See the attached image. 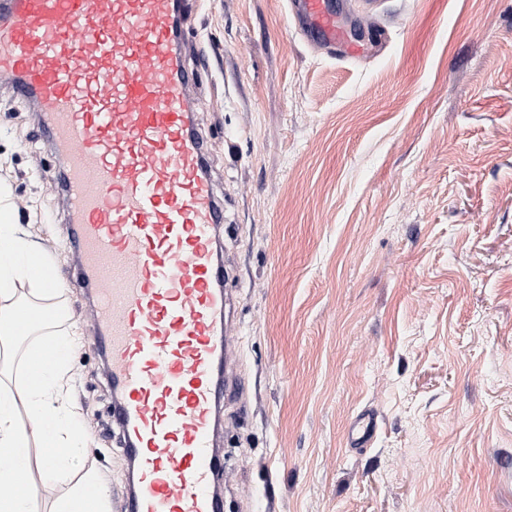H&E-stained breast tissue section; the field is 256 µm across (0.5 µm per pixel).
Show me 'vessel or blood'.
Instances as JSON below:
<instances>
[{
    "instance_id": "obj_1",
    "label": "vessel or blood",
    "mask_w": 512,
    "mask_h": 512,
    "mask_svg": "<svg viewBox=\"0 0 512 512\" xmlns=\"http://www.w3.org/2000/svg\"><path fill=\"white\" fill-rule=\"evenodd\" d=\"M182 0H0V89L30 103L63 168L53 191L110 358L132 463L119 512H222L214 484L227 319L224 202L185 63ZM296 30L359 51L334 0H289ZM377 429H350L354 447Z\"/></svg>"
}]
</instances>
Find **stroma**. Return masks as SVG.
I'll return each instance as SVG.
<instances>
[{"mask_svg":"<svg viewBox=\"0 0 512 512\" xmlns=\"http://www.w3.org/2000/svg\"><path fill=\"white\" fill-rule=\"evenodd\" d=\"M364 53L308 45L288 0H188L239 359L224 383V512H512V0H335ZM35 116L0 95V187L74 255ZM69 397L119 504L128 461L84 291ZM35 299L36 307L51 303ZM373 412L364 448L351 420Z\"/></svg>","mask_w":512,"mask_h":512,"instance_id":"obj_1","label":"stroma"}]
</instances>
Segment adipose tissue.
<instances>
[{
    "label": "adipose tissue",
    "mask_w": 512,
    "mask_h": 512,
    "mask_svg": "<svg viewBox=\"0 0 512 512\" xmlns=\"http://www.w3.org/2000/svg\"><path fill=\"white\" fill-rule=\"evenodd\" d=\"M39 248L36 241L0 214V346L15 344L18 293L29 286L32 295H43L40 285L27 274V260ZM76 345L73 335H59L49 369L30 376L14 388L0 389V457L13 461L0 468V512H31L32 493L68 484L67 463L80 457L87 438L79 416L65 388L72 377L71 354ZM26 408L27 420H20L19 408ZM53 450L58 463L33 462L31 446ZM54 502L53 512H108V490L98 474L85 472L75 485Z\"/></svg>",
    "instance_id": "obj_1"
}]
</instances>
